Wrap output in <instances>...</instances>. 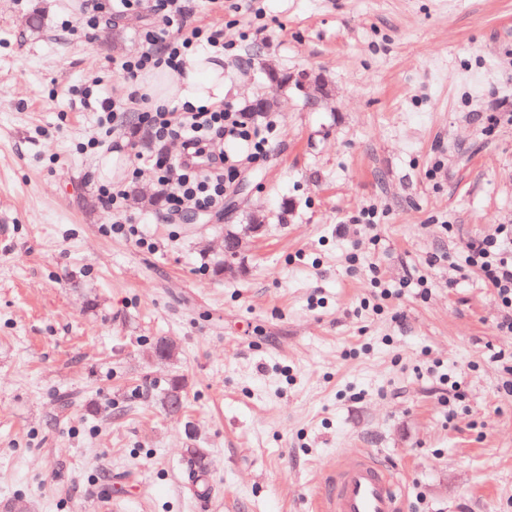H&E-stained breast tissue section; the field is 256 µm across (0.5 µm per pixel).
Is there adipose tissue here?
Masks as SVG:
<instances>
[{
    "label": "adipose tissue",
    "mask_w": 512,
    "mask_h": 512,
    "mask_svg": "<svg viewBox=\"0 0 512 512\" xmlns=\"http://www.w3.org/2000/svg\"><path fill=\"white\" fill-rule=\"evenodd\" d=\"M144 85L152 101L175 98L195 104H218L224 99V59L218 55L191 58L183 72L166 73L163 85L146 77Z\"/></svg>",
    "instance_id": "obj_1"
}]
</instances>
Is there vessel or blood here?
Returning a JSON list of instances; mask_svg holds the SVG:
<instances>
[{"mask_svg": "<svg viewBox=\"0 0 512 512\" xmlns=\"http://www.w3.org/2000/svg\"><path fill=\"white\" fill-rule=\"evenodd\" d=\"M320 512H405L395 475L369 454L342 458L329 475Z\"/></svg>", "mask_w": 512, "mask_h": 512, "instance_id": "obj_1", "label": "vessel or blood"}]
</instances>
